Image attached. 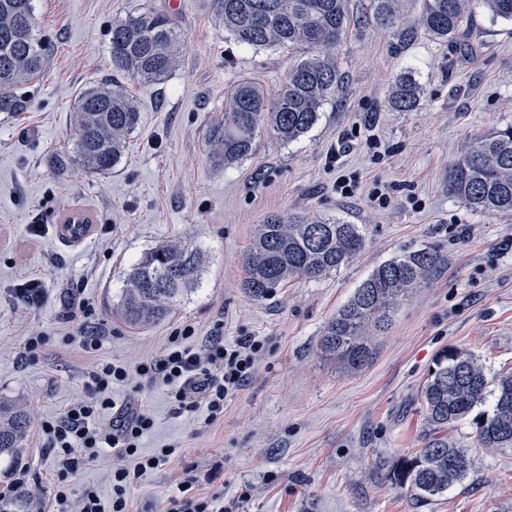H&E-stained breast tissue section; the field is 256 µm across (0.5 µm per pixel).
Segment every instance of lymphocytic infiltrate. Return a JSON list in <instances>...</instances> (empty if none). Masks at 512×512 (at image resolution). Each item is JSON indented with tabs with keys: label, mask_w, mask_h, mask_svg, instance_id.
I'll list each match as a JSON object with an SVG mask.
<instances>
[{
	"label": "lymphocytic infiltrate",
	"mask_w": 512,
	"mask_h": 512,
	"mask_svg": "<svg viewBox=\"0 0 512 512\" xmlns=\"http://www.w3.org/2000/svg\"><path fill=\"white\" fill-rule=\"evenodd\" d=\"M105 339L100 325L77 327L72 341L92 362L82 381V395L57 415L38 422V431L57 464L48 512H129V488L175 454L172 445L141 454L142 439L152 430L154 420L134 401L115 402L114 392L133 380L147 381L160 387L177 410L193 413L208 425L223 414L226 399L253 376L265 352V343L258 337L241 336L228 343L216 330L201 340L195 328L187 325L168 336L159 355L130 367L98 360ZM107 453L117 459L111 472V498H102L90 487L74 495L71 478ZM195 483L192 469H183L165 512H225L223 494L194 493Z\"/></svg>",
	"instance_id": "1"
}]
</instances>
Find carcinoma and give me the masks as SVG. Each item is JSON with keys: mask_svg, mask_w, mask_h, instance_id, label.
Returning <instances> with one entry per match:
<instances>
[{"mask_svg": "<svg viewBox=\"0 0 512 512\" xmlns=\"http://www.w3.org/2000/svg\"><path fill=\"white\" fill-rule=\"evenodd\" d=\"M224 30L249 48L303 45L310 56L294 64L277 96L242 79L233 86L224 118L209 129L215 158L231 165L251 157L256 136L265 128L288 144L317 122L326 98L336 92L341 73L336 59L324 54L340 46L350 25L347 0H214ZM472 0H424L422 15L407 33L422 31L446 39L459 50ZM494 18L512 22V0H481ZM377 20L396 23L394 0H373ZM183 33L171 17L156 10L112 24V72L144 86L162 83L177 66ZM45 48L36 29L32 0H0V112H20L25 100L18 85L37 78ZM421 88L402 81L389 106L412 112ZM139 122V106L112 77L81 92L75 103L74 159L90 172L112 170L127 150ZM448 192L469 208L488 215H512V125L481 136L456 161L448 175ZM363 225L336 217L276 213L260 225L244 257L243 288L257 299L299 279H317L347 266L365 248ZM443 262L435 250L407 251L377 266L327 324L321 351L351 370L364 367L375 353L374 335L414 290L423 287ZM200 254L179 242L156 246L133 265L113 308L130 328L165 321L175 301L199 278ZM491 412H475L488 399ZM429 430L424 446L388 474L392 484L418 496H436L462 482L473 469L467 449L452 437L456 423L473 416L484 448H512V371L488 377L470 352L450 347L442 352L422 389ZM32 422L24 407L0 401V456L23 461L22 448ZM26 492L0 499V512L23 506Z\"/></svg>", "mask_w": 512, "mask_h": 512, "instance_id": "carcinoma-1", "label": "carcinoma"}]
</instances>
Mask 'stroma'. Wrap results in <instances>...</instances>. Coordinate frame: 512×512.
Here are the masks:
<instances>
[{
	"label": "stroma",
	"mask_w": 512,
	"mask_h": 512,
	"mask_svg": "<svg viewBox=\"0 0 512 512\" xmlns=\"http://www.w3.org/2000/svg\"><path fill=\"white\" fill-rule=\"evenodd\" d=\"M34 2L46 65L17 89L26 110L0 112V401L40 418L79 397L88 364L67 339L78 322L105 328L102 359L131 365L158 353L176 329L189 324L205 336L220 323L225 340L257 336L266 353L213 424L177 412L144 381L116 394L140 401L155 420L143 453L181 448L131 488V512H164L185 467L196 492L240 499L238 512H512V449L481 447L468 419L453 433L475 461L463 483L421 498L387 478L423 446L421 390L443 349L470 351L491 376L512 368V216L475 212L448 191V172L474 139L512 124V23L476 8L460 53L426 34L402 39L424 0H396L394 28L375 20L372 0H349L350 30L331 51L342 79L316 124L288 144L259 133L255 154L225 167L207 135L228 92L249 79L275 93L305 47L238 46L214 0ZM146 9L169 14L183 31L178 66L163 84H130L140 122L117 166L58 169L54 158L73 150L78 95L109 75L113 22ZM403 76L422 90L413 112L387 106ZM344 141L349 149L338 152ZM341 175L355 184L352 196L337 193ZM381 187L391 197L383 209L370 201ZM77 210L90 215L92 230L73 240L60 226ZM288 212L363 225L365 249L340 271L256 299L242 286L243 258L266 216ZM175 238L201 254L197 285L166 322L126 327L111 306L130 269ZM424 247L445 261L376 335L371 362L350 371L322 353L326 325L372 270ZM27 276L45 287L39 307L13 292ZM35 330L52 342L27 359ZM55 468L33 430L22 465L0 456V486L41 485L43 496L26 499L24 510L45 512Z\"/></svg>",
	"instance_id": "1"
}]
</instances>
